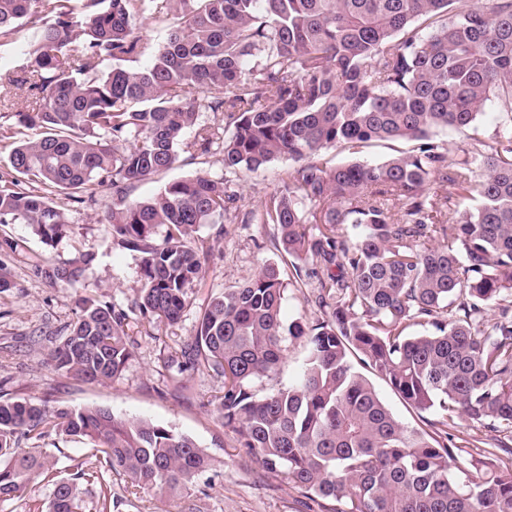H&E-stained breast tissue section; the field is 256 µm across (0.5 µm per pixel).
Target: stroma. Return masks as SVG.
Returning a JSON list of instances; mask_svg holds the SVG:
<instances>
[{
	"label": "stroma",
	"instance_id": "1",
	"mask_svg": "<svg viewBox=\"0 0 512 512\" xmlns=\"http://www.w3.org/2000/svg\"><path fill=\"white\" fill-rule=\"evenodd\" d=\"M289 163L276 161L235 177V188L246 207H258L282 188ZM207 170L224 174L221 154L183 151L174 167L136 186L132 196L150 197L165 183ZM112 204L111 189H101L95 202L67 206L65 237L48 244L25 224H0V239L17 242L16 252L0 251L11 286L0 292V394L12 398L38 397L71 408L99 407L127 419L169 426L192 438L216 459L191 490L180 496L142 493L129 497L119 512H320L280 474L270 473L242 456L234 435L207 411L208 400L219 395L222 381L211 372H180L177 354L193 336L199 313L210 297L243 284L266 263L276 262L277 231L270 224H205L195 234L205 252V273L194 283L189 305L173 325L150 324L135 307L142 286L137 253L113 247L102 217ZM90 251L95 260L85 281L67 285L42 277L39 262L59 263ZM286 285L282 320L313 321L317 314L313 292L316 279H297L282 267ZM94 297L127 314L133 353L122 374L96 385L60 375L44 363L49 341L65 336L82 298ZM185 386L184 397L173 385Z\"/></svg>",
	"mask_w": 512,
	"mask_h": 512
}]
</instances>
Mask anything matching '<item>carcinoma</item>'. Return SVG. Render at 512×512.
Listing matches in <instances>:
<instances>
[{"mask_svg":"<svg viewBox=\"0 0 512 512\" xmlns=\"http://www.w3.org/2000/svg\"><path fill=\"white\" fill-rule=\"evenodd\" d=\"M74 2L0 0V38L36 25L29 77L0 75L5 92H33L15 117L34 131L11 143L0 224L55 242L68 228L55 198L82 204L109 187L112 243L140 255L135 305L169 324L204 274L197 228L276 226L296 277L309 263L323 272L316 320L283 323L285 285L268 263L212 299L180 350L181 370L223 378L210 406L240 450L318 499L320 512H512V0ZM168 16L162 43L138 35ZM488 105L499 119L484 136ZM200 112L217 123L186 144ZM441 132L466 139L459 159L448 160ZM393 142L409 148L380 163L355 159ZM183 144L201 155L223 147L229 173L295 166L256 209L205 171L131 198ZM330 148L351 160L328 165ZM94 260L84 253L40 273L73 285ZM289 340L306 348L297 384L258 393ZM131 356L125 314L85 298L47 364L106 384ZM371 374L418 414L437 413L431 430L402 424ZM460 418L507 437L480 450L481 469L458 465L448 446ZM53 433L93 449L67 477L39 445ZM213 466L172 428L0 398V500L51 487L46 509L29 512H83L90 481L96 512H112L120 498L103 470L131 495L170 496Z\"/></svg>","mask_w":512,"mask_h":512,"instance_id":"obj_1","label":"carcinoma"}]
</instances>
